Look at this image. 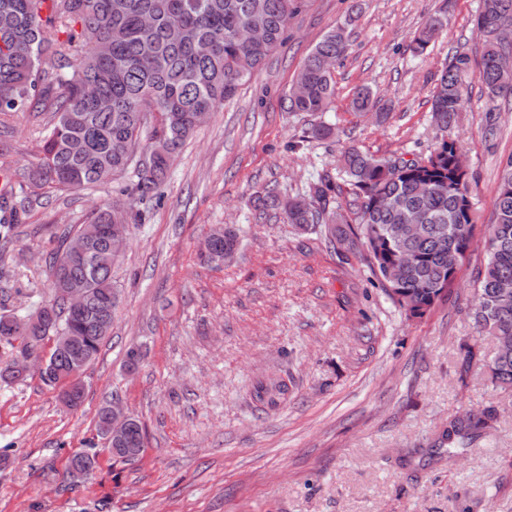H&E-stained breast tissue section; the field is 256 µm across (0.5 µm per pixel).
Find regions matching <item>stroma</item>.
I'll return each mask as SVG.
<instances>
[{
	"mask_svg": "<svg viewBox=\"0 0 512 512\" xmlns=\"http://www.w3.org/2000/svg\"><path fill=\"white\" fill-rule=\"evenodd\" d=\"M359 17L337 65L328 112H289L283 98L315 42ZM448 27L426 55L409 45L431 14ZM480 0H305L285 41L220 104L170 168L163 199H129L131 224L114 270L112 332L85 376L81 405L64 404L35 374L0 382V512H512V397L483 367L459 381V346L493 354L472 319L471 290L487 263L498 174L512 156V100H489L469 78L457 140L470 176L475 229L457 285L420 319L408 317L363 257L339 255L258 208L274 186L304 193L340 152L426 156L437 130L430 107L438 71L454 52L479 69ZM366 84L387 115L356 116ZM333 130L316 140L317 125ZM45 114L0 125V176L20 191L37 161ZM119 182L48 191L19 213L0 254V312L24 319L53 297L48 257L60 229L119 199ZM236 229L230 262L201 265L209 227ZM142 351L135 370L130 348ZM283 379L287 398L258 401V381ZM138 418L146 448L112 459L97 412L112 399ZM495 407L494 427L455 460L432 447L449 419ZM96 449L84 479L70 458Z\"/></svg>",
	"mask_w": 512,
	"mask_h": 512,
	"instance_id": "1",
	"label": "stroma"
}]
</instances>
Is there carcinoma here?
<instances>
[{"instance_id":"obj_1","label":"carcinoma","mask_w":512,"mask_h":512,"mask_svg":"<svg viewBox=\"0 0 512 512\" xmlns=\"http://www.w3.org/2000/svg\"><path fill=\"white\" fill-rule=\"evenodd\" d=\"M301 0H0V114L47 112L50 132L43 138L41 157L27 183L23 202L31 203L45 188L77 192L102 185L128 170L137 180L122 194L129 198L153 192L162 197V185L171 162L199 126V116L235 94L273 48L283 39ZM254 21L264 23L261 44L241 39V31ZM354 16L318 39L284 98L288 112H327L335 101L333 74L321 66L324 58L341 62L347 55ZM485 39L478 79L494 99L512 94V45L499 43L493 34L512 27V0H483L476 17ZM448 26L444 13L430 16L416 33L411 50L427 53ZM211 50L203 54L197 41ZM468 54L456 52L441 70L432 97L431 123L441 132L425 158L377 156L357 148L341 153L339 172L353 190L352 216L333 206L342 186L327 171L308 190L282 196L268 188L258 197L264 207L277 209L283 221L304 232L319 230L332 245L350 252L362 248L371 273L385 284L386 266L403 254L415 257L402 270V287L390 292L413 316L421 317L454 286L458 272L448 269V253L460 261L473 243L474 213L470 178L460 170L457 141L448 131L457 126L466 77ZM352 104L370 112L376 100L370 87L354 89ZM412 211L422 224L414 233L402 224ZM495 220L488 227V262L474 289V322L480 333L495 338V351L487 359L467 347L460 375L479 364L492 383L512 394V306L497 305L499 285L512 281V157L502 167L494 199ZM126 224L125 212L92 211L75 231H63L61 245L49 261L53 298L39 308L34 321L21 322L0 313V344L20 341L22 353L38 354L44 342L58 336H79L69 348L54 344L43 382L54 387L69 376L82 359L89 368L112 330L107 310L114 306L112 268L106 226ZM87 241L96 252L92 265L67 254L69 243ZM211 253L228 259L240 245L237 232L220 224L206 234ZM85 290L79 313L65 304L64 289ZM278 381L259 383L255 397L270 405L284 394ZM496 418L494 409L467 411L453 417L441 435L448 457L487 434ZM145 448L141 422L131 420L125 441L110 451L122 462L137 459ZM97 464L94 454L77 453L68 474L77 478Z\"/></svg>"}]
</instances>
